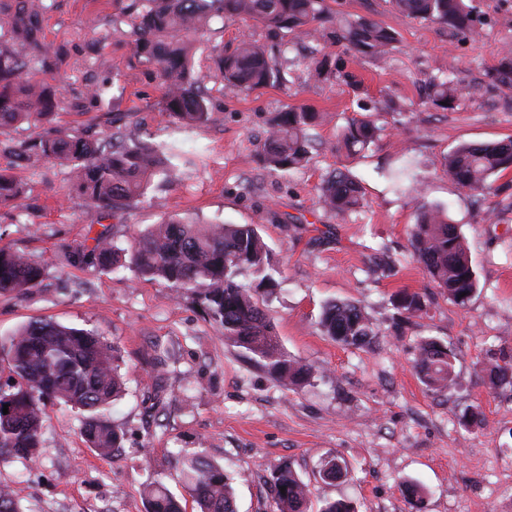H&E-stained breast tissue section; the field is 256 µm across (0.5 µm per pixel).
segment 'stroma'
<instances>
[{
	"mask_svg": "<svg viewBox=\"0 0 512 512\" xmlns=\"http://www.w3.org/2000/svg\"><path fill=\"white\" fill-rule=\"evenodd\" d=\"M44 39L62 49L43 74L60 104L49 124L21 122L0 148L36 138L116 135L173 149L176 181L154 178L140 202L99 218L93 201L71 187L67 170L39 160L14 168L20 199L0 205V246L35 255L40 287L0 293V385L9 377L3 349L34 319L93 330L118 350L125 393L108 416L123 441L104 458L79 433L76 411L48 410L39 459H0V485L21 512H145L141 490L160 481L182 494L177 460L199 453L223 466L237 512H271L269 478L290 464L311 483L314 512L344 499L357 512H512V387H491L489 371L512 356V169L491 179L490 193L461 189L444 158L464 143L512 138V95L470 97L503 46H512V0H470L482 39L408 17L391 0H325L336 22L360 16L398 35L386 57H361L342 43L318 46L330 66L355 72L352 91L335 78L286 67V81L254 92L226 89L214 60L241 36L277 53L280 38L241 20L214 19L195 44V75L212 99V118L195 126L164 109L156 64L138 58L126 28H113L121 0H41ZM451 72L463 92L453 111L421 106L425 79ZM308 105L326 119L315 130L306 167L263 169L258 152L275 112ZM380 113L386 129L369 150L350 156L337 135L348 118ZM337 169L360 182L365 205L345 215L318 203L322 179ZM446 210L458 226L479 288L465 305L436 290L411 256L421 207ZM253 224L267 243L274 295L258 299L288 356L313 367L310 383L291 390L263 363L224 340L187 291L138 276L70 263V252L104 234L129 248L139 232L168 219ZM429 295L425 314L396 324L392 297ZM358 302L378 334L365 349L342 347L318 326L331 301ZM432 337L452 348L454 383L430 390L414 367V347ZM480 419L464 424L467 406ZM344 459L334 483L317 474L321 457ZM421 487L407 500L402 484Z\"/></svg>",
	"mask_w": 512,
	"mask_h": 512,
	"instance_id": "stroma-1",
	"label": "stroma"
}]
</instances>
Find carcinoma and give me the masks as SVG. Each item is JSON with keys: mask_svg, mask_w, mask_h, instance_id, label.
I'll list each match as a JSON object with an SVG mask.
<instances>
[{"mask_svg": "<svg viewBox=\"0 0 512 512\" xmlns=\"http://www.w3.org/2000/svg\"><path fill=\"white\" fill-rule=\"evenodd\" d=\"M396 10L472 38L482 34L480 20L466 0H392ZM0 15L8 17L9 37L0 40V132L21 121L38 122L56 111V90L36 78L37 71L51 70L59 62L43 39V12L34 0H0ZM241 17L261 24L274 34L297 39L311 37L344 42L355 53L381 58L390 53L397 34L382 23L360 17L336 29L324 0H128L112 26L125 24L135 36L138 57L159 67L165 111L185 125L206 123L211 103L192 73L194 37L206 30L214 17ZM293 64L318 77L332 74L328 59L316 54L293 59ZM218 68L229 89L253 92L284 81L276 59L248 36L225 52ZM487 87L512 90V48L503 50L497 64L487 70ZM427 107L452 110L458 89L452 74L440 71L426 81ZM319 116L307 105L288 106L275 113L261 145L264 164L274 171L304 166L311 160V130ZM385 130L368 113L347 120L340 137L350 150L367 149ZM0 166V202L18 199L21 184L12 170L21 162L45 157L68 168L72 186L96 204L99 218L139 202L151 179L172 182L175 169L160 145L132 142L119 150L103 140L60 137L48 130L19 146L3 150ZM445 171L457 185L482 196L489 179L512 167V139L464 144L449 152ZM322 208L345 214L363 207L361 187L348 172L337 171L320 188ZM91 248L74 253L79 262L103 270L113 268L120 248L100 234ZM413 256L434 287L458 304H465L478 288V280L458 228L440 208L420 211L411 232ZM129 265L148 279L191 292L209 317L224 329V340L262 360L270 376L283 385L301 386L314 376L311 366L288 357L267 323L259 300L236 281L242 266L253 270L266 294L273 293L275 279L269 273L270 254L252 224H192L171 219L145 229L130 252ZM45 276L43 265L30 255L0 247V293L38 287ZM427 296L403 290L393 299L397 315L415 317L424 312ZM320 327L346 348L369 347L377 333L354 303L332 302L323 308ZM6 356L14 384L0 388V458L36 460L43 443L46 409L65 405L81 414L80 433L90 447L111 456L122 433L106 412L124 391L114 346L93 330L68 327L39 319L21 326L9 339ZM455 352L434 338L421 339L414 364L423 382L443 391L454 381ZM493 385H512V360L490 373ZM8 413H3V408ZM338 458L325 457L319 477L336 481L347 468ZM178 466L187 492L198 512H236L233 489L224 467L202 455L185 456ZM285 491H280V487ZM274 512H306L310 484L293 468L283 465L270 478ZM146 512H186L161 482L143 487Z\"/></svg>", "mask_w": 512, "mask_h": 512, "instance_id": "cac0c4a2", "label": "carcinoma"}]
</instances>
